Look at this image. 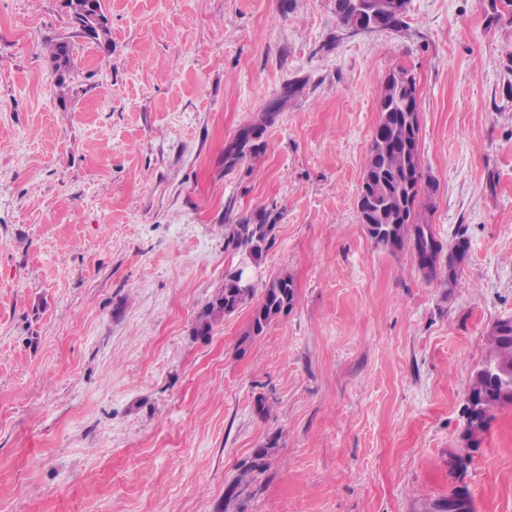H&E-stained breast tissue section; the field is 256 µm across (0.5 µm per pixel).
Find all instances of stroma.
I'll list each match as a JSON object with an SVG mask.
<instances>
[{"label": "stroma", "instance_id": "obj_1", "mask_svg": "<svg viewBox=\"0 0 512 512\" xmlns=\"http://www.w3.org/2000/svg\"><path fill=\"white\" fill-rule=\"evenodd\" d=\"M65 2L0 0V512H433L459 486L512 512V407L463 440L486 336L512 320V11L410 0L400 29L353 34L334 0H102L99 45ZM400 68L426 216L469 242L454 284L359 222ZM257 123L264 153L225 168ZM264 209L258 270L291 277L293 310L248 345L247 308L197 338L239 262L225 225ZM48 57L51 60V78L57 89L65 88L74 72V62L68 41L58 40L47 45ZM276 445L277 440L270 439L265 445L255 449L251 456V461L245 464L243 470L238 475L236 479L237 485L247 482V478H251L250 481H252L257 474L265 471L267 457L271 453V450L276 448Z\"/></svg>", "mask_w": 512, "mask_h": 512}]
</instances>
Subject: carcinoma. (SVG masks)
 <instances>
[{
    "instance_id": "1",
    "label": "carcinoma",
    "mask_w": 512,
    "mask_h": 512,
    "mask_svg": "<svg viewBox=\"0 0 512 512\" xmlns=\"http://www.w3.org/2000/svg\"><path fill=\"white\" fill-rule=\"evenodd\" d=\"M81 8L70 9L73 24L80 34L100 44L108 35L107 17L102 0H78ZM394 0H335V13L347 29H395L403 23L405 13L392 7ZM51 60V78L57 89L65 88L74 72L69 42L58 40L47 45ZM378 121L364 169L358 198L360 223L374 245L390 253L409 249L414 254L424 276L434 280L441 267L448 269V281L458 280V269L467 256V239L459 236L448 252L445 265H440L444 250L442 241L433 232L432 225L423 217L428 205L421 194L432 189L425 175L419 149V127L412 126L408 117L418 112L414 78L404 69L391 72L381 82L377 106ZM262 128L248 126L225 148L226 168L236 167L246 157L256 158L265 144L260 142ZM275 227V218L266 210L255 217L224 225V248L238 253L246 264L255 265L268 248ZM241 273L234 269L224 275V286L215 293L198 313L194 333L207 338L214 326L246 305H253L242 341L252 340L265 333L279 317L288 314L294 306L295 289L287 276H273L258 288L240 287ZM490 355L505 365H512V322L496 323L487 336ZM468 396L472 401L466 408V441L472 448L479 447L475 425L485 429L490 411L504 406L512 407V380L492 379L475 373ZM271 439L255 449L251 461L236 479L242 484L266 469L267 457L276 448ZM435 512H471L470 498L459 492L439 499Z\"/></svg>"
}]
</instances>
